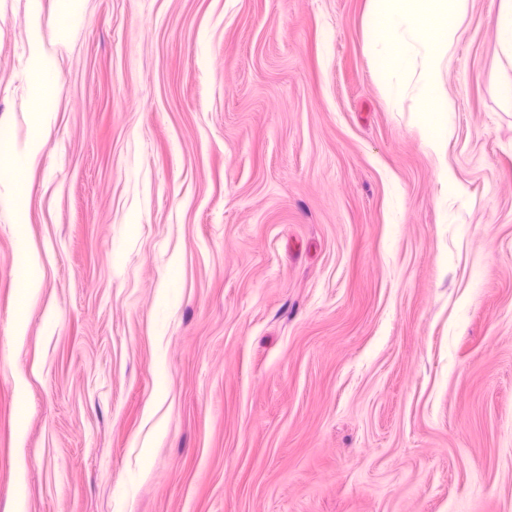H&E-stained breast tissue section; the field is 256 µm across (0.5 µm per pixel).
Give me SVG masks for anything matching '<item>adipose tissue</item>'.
Segmentation results:
<instances>
[{
    "label": "adipose tissue",
    "instance_id": "adipose-tissue-1",
    "mask_svg": "<svg viewBox=\"0 0 512 512\" xmlns=\"http://www.w3.org/2000/svg\"><path fill=\"white\" fill-rule=\"evenodd\" d=\"M84 0H58L51 18H44L41 0H29L26 29L30 44L28 67L34 94L30 100L31 134L23 148L9 153L15 171L25 167L46 144V113L57 98V55L68 49V32L83 11ZM468 0H368L367 22L378 35L369 51L377 76L389 98L411 92L422 101L417 127L427 148L440 153L452 134L449 116L455 102L440 86L443 66L467 15ZM51 27L52 46H45L41 30Z\"/></svg>",
    "mask_w": 512,
    "mask_h": 512
}]
</instances>
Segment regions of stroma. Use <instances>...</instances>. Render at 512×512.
Returning a JSON list of instances; mask_svg holds the SVG:
<instances>
[{"label": "stroma", "instance_id": "35a3bbf8", "mask_svg": "<svg viewBox=\"0 0 512 512\" xmlns=\"http://www.w3.org/2000/svg\"><path fill=\"white\" fill-rule=\"evenodd\" d=\"M26 7L0 0L19 148ZM366 9L87 0L48 142L0 169V198L26 191L0 211V512H512L496 7L470 0L443 69L439 157L421 102L382 91ZM21 286L19 289L20 301L26 305L34 296L43 276V269L32 253L25 252L20 261Z\"/></svg>", "mask_w": 512, "mask_h": 512}]
</instances>
